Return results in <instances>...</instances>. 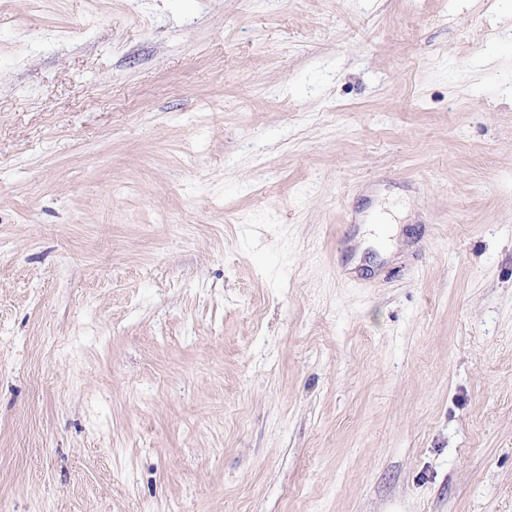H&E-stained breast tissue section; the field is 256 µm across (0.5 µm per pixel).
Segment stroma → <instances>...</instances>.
Here are the masks:
<instances>
[{"instance_id":"1","label":"stroma","mask_w":512,"mask_h":512,"mask_svg":"<svg viewBox=\"0 0 512 512\" xmlns=\"http://www.w3.org/2000/svg\"><path fill=\"white\" fill-rule=\"evenodd\" d=\"M0 512H512V0H0Z\"/></svg>"}]
</instances>
